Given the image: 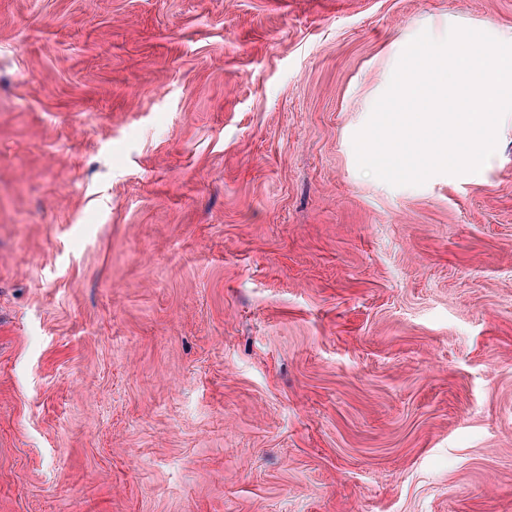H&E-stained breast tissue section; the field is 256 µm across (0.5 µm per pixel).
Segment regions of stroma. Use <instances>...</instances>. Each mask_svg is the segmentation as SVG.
Returning a JSON list of instances; mask_svg holds the SVG:
<instances>
[{
    "mask_svg": "<svg viewBox=\"0 0 512 512\" xmlns=\"http://www.w3.org/2000/svg\"><path fill=\"white\" fill-rule=\"evenodd\" d=\"M426 26L512 0H0V512H512V113L353 147Z\"/></svg>",
    "mask_w": 512,
    "mask_h": 512,
    "instance_id": "stroma-1",
    "label": "stroma"
}]
</instances>
